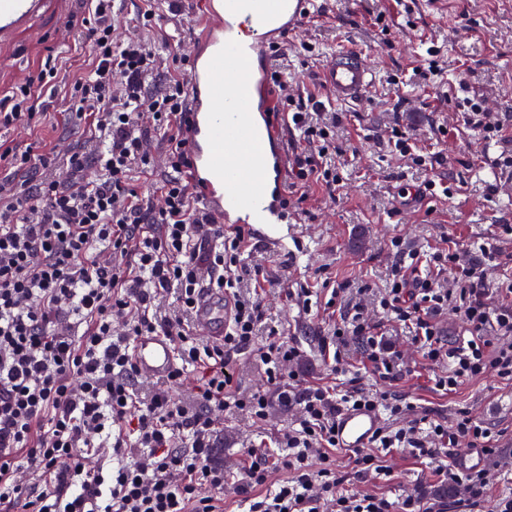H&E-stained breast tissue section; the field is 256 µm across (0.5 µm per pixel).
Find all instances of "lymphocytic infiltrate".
Returning <instances> with one entry per match:
<instances>
[{
	"label": "lymphocytic infiltrate",
	"instance_id": "lymphocytic-infiltrate-1",
	"mask_svg": "<svg viewBox=\"0 0 512 512\" xmlns=\"http://www.w3.org/2000/svg\"><path fill=\"white\" fill-rule=\"evenodd\" d=\"M68 30L90 42V65L44 66L0 99V129L39 125L41 94L62 80L71 111L87 119L97 146L86 151L60 134L53 146L0 142V512H224V465L214 457L224 413L263 425L272 402L295 403L297 422L277 448H248L237 486L244 512H435L419 494L401 504L378 494L344 490L334 458L336 419L345 409L388 411L370 447L344 451L357 472L378 476V455L408 449L436 461L445 484L463 487L459 505L476 512L486 494L483 471L461 470L459 440L484 455L496 453L490 428L462 410L452 425L413 417L414 403L388 401L375 390L336 395L312 384L289 395L281 385L301 348L267 321L258 294L261 266L239 273L247 248L242 228L215 227L185 170L180 138L190 108L184 77L189 55L174 56V72L158 87L154 44L117 38L116 0H79ZM326 104L313 92L286 96L282 110L297 131L290 172L296 193L313 185L334 193L341 182L334 157L338 117L314 121ZM168 145L155 155L151 140ZM62 164L41 179L38 168ZM155 175L152 189L132 182L133 168ZM483 264L460 262L435 250L408 254L379 295L383 314L411 328L424 357L445 366L435 380L452 391L466 378L512 380V284L509 302L490 307L485 267L496 248L481 249ZM451 275V288L438 275ZM234 300L223 339L198 336L194 308L207 290ZM451 309L468 339L445 344L435 320ZM168 337L175 370L147 395L131 345L136 337ZM333 337L354 336L369 348L372 374L393 381L404 364L362 304L333 326ZM249 353L265 367L267 389L238 392L236 356ZM196 373L195 402L172 396Z\"/></svg>",
	"mask_w": 512,
	"mask_h": 512
}]
</instances>
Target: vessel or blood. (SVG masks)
<instances>
[{
  "label": "vessel or blood",
  "instance_id": "b4317fda",
  "mask_svg": "<svg viewBox=\"0 0 512 512\" xmlns=\"http://www.w3.org/2000/svg\"><path fill=\"white\" fill-rule=\"evenodd\" d=\"M48 0H0V45L25 32ZM317 0H200L202 29L188 75L191 98L183 128L191 183L218 223L243 227L272 250L285 244L288 156L280 90L273 80L272 47L317 17ZM333 103L361 102L375 72L355 50H336L319 73ZM233 301L211 291L196 305L197 328L223 338ZM133 360L145 378L167 376L176 364L172 342L141 336ZM381 424L369 410L343 412L336 421L340 447H367Z\"/></svg>",
  "mask_w": 512,
  "mask_h": 512
}]
</instances>
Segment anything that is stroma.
Listing matches in <instances>:
<instances>
[{"instance_id": "obj_1", "label": "stroma", "mask_w": 512, "mask_h": 512, "mask_svg": "<svg viewBox=\"0 0 512 512\" xmlns=\"http://www.w3.org/2000/svg\"><path fill=\"white\" fill-rule=\"evenodd\" d=\"M323 2L322 17L289 36L275 58V69L284 76L289 93L313 88L321 64L339 48L361 52L376 80L364 101L341 109L344 122L336 128L341 149L336 165L343 182L335 195L314 188L303 204H289L287 251L255 246L252 260L263 263L268 275L280 281L266 289L263 303L283 335L304 351L295 389L330 380L340 395L376 387L387 397L415 403L417 415L450 422L464 408L498 432L499 450L482 466L488 484L482 508L493 512L500 498L512 497V382L482 376L464 380L449 394L436 390L434 378L441 366L426 360L405 328L373 306L368 315L381 324L385 341L403 354L406 373L397 381L376 384L367 346L349 336L337 345L349 373L331 376L321 354L323 340L332 334L330 311H305L285 292L314 286L323 304L329 295L322 291L321 279L327 276L348 286L338 300L341 307H349L361 287L367 299H375L399 261L391 246L395 238L404 252L425 254L448 247L465 262L480 260L482 243H495L499 265L488 270L487 279L493 285L512 279V235L503 230L512 225V200L507 197L512 167L505 164L512 156V138L491 139L484 130L465 125L457 106L458 99L470 97L492 117H512V0H444L438 10L428 0ZM146 5L145 0H121L127 31L154 41L161 65L169 66L175 54L191 52L200 13L191 0H184L175 15L169 14L166 0H155L151 5L165 17L164 31L156 32L136 24ZM77 9V0H66L36 22L38 41L23 39L0 52V98L37 73L46 57L89 52V45L75 44L74 33L66 28ZM306 43L315 46L317 59L305 56ZM432 45L440 48V70L425 77L417 69ZM394 126L415 138L424 153L438 158L436 170L446 175L452 194L402 198V188L426 174L412 169L410 161L388 146ZM296 418V410L278 405L271 407L260 427L241 414L225 416L216 450L229 477L224 512L239 508L235 489L243 477L246 448L274 444ZM381 461L386 476L372 479L352 470L348 488L395 503L417 488L424 501L455 512L457 491L437 482L432 463L401 449L383 455Z\"/></svg>"}]
</instances>
